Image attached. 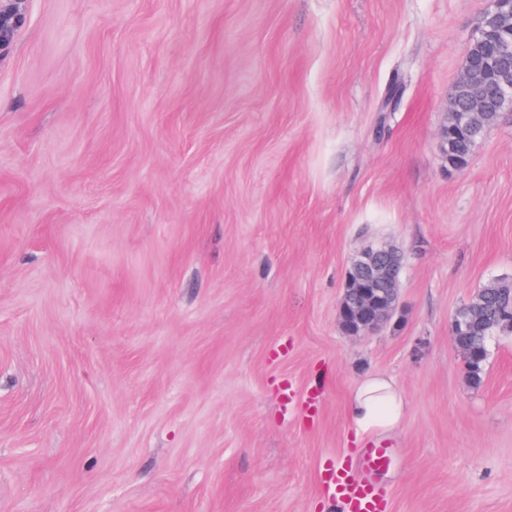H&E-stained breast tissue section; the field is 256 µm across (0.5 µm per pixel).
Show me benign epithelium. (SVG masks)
<instances>
[{
  "mask_svg": "<svg viewBox=\"0 0 512 512\" xmlns=\"http://www.w3.org/2000/svg\"><path fill=\"white\" fill-rule=\"evenodd\" d=\"M484 56L465 51L463 70L449 97L454 123L443 125L440 140L448 150V139L463 132L467 113L498 112L512 104V0H490L473 33ZM354 280L341 299V324L353 335L377 330L392 317L398 299L400 255L392 247L377 243L359 250L351 260Z\"/></svg>",
  "mask_w": 512,
  "mask_h": 512,
  "instance_id": "1",
  "label": "benign epithelium"
}]
</instances>
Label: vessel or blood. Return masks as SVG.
I'll return each mask as SVG.
<instances>
[{"mask_svg": "<svg viewBox=\"0 0 512 512\" xmlns=\"http://www.w3.org/2000/svg\"><path fill=\"white\" fill-rule=\"evenodd\" d=\"M321 479L341 512H384L385 504L377 485L359 477L351 463L323 470Z\"/></svg>", "mask_w": 512, "mask_h": 512, "instance_id": "obj_1", "label": "vessel or blood"}]
</instances>
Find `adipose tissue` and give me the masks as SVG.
Wrapping results in <instances>:
<instances>
[{"label": "adipose tissue", "instance_id": "adipose-tissue-1", "mask_svg": "<svg viewBox=\"0 0 512 512\" xmlns=\"http://www.w3.org/2000/svg\"><path fill=\"white\" fill-rule=\"evenodd\" d=\"M405 415L404 399L390 377H370L350 395V417L356 432L366 434L394 431Z\"/></svg>", "mask_w": 512, "mask_h": 512}]
</instances>
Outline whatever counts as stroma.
Returning a JSON list of instances; mask_svg holds the SVG:
<instances>
[{
	"label": "stroma",
	"mask_w": 512,
	"mask_h": 512,
	"mask_svg": "<svg viewBox=\"0 0 512 512\" xmlns=\"http://www.w3.org/2000/svg\"><path fill=\"white\" fill-rule=\"evenodd\" d=\"M6 4L0 512H331L375 445L386 512H512V334L478 386L450 341L512 280V108L462 168L439 142L487 0ZM376 242L399 304L354 336ZM377 374L408 413L359 434ZM354 280L341 299V324L352 335L377 330L392 317L398 299L400 255L384 243L359 250L351 260ZM390 456L389 448H367L358 465L368 471H381L389 466Z\"/></svg>",
	"instance_id": "1"
}]
</instances>
